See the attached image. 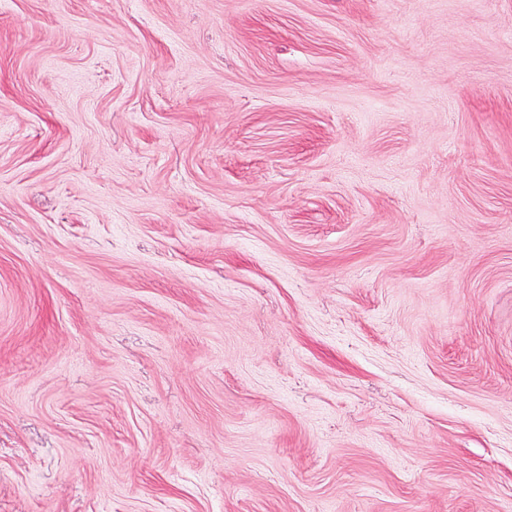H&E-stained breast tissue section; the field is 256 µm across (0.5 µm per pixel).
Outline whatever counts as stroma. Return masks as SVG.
<instances>
[{
    "mask_svg": "<svg viewBox=\"0 0 512 512\" xmlns=\"http://www.w3.org/2000/svg\"><path fill=\"white\" fill-rule=\"evenodd\" d=\"M0 512H512V0H0Z\"/></svg>",
    "mask_w": 512,
    "mask_h": 512,
    "instance_id": "obj_1",
    "label": "stroma"
}]
</instances>
